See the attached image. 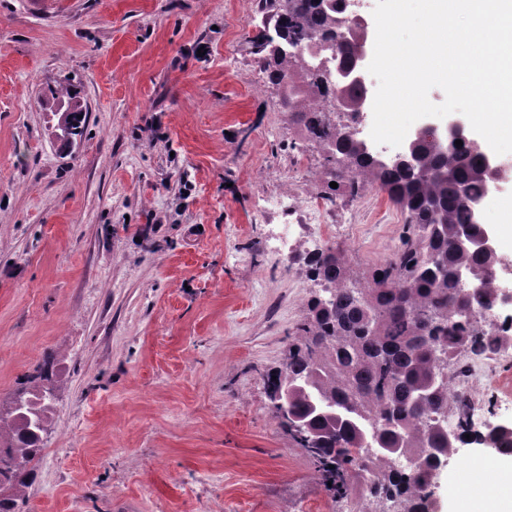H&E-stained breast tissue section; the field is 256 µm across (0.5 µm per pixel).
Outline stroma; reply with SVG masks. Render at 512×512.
Instances as JSON below:
<instances>
[{
	"label": "stroma",
	"mask_w": 512,
	"mask_h": 512,
	"mask_svg": "<svg viewBox=\"0 0 512 512\" xmlns=\"http://www.w3.org/2000/svg\"><path fill=\"white\" fill-rule=\"evenodd\" d=\"M258 0H0V411L51 360L59 387L23 512H354L274 416L307 257L367 285L406 231L386 193L329 194L321 149L247 37ZM87 112L72 146L52 91ZM351 221L282 263L261 200ZM512 357L475 394L512 425ZM462 445L435 496L466 512Z\"/></svg>",
	"instance_id": "obj_1"
}]
</instances>
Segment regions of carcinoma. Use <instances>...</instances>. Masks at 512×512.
Segmentation results:
<instances>
[{
  "label": "carcinoma",
  "mask_w": 512,
  "mask_h": 512,
  "mask_svg": "<svg viewBox=\"0 0 512 512\" xmlns=\"http://www.w3.org/2000/svg\"><path fill=\"white\" fill-rule=\"evenodd\" d=\"M264 22L250 37L270 78L283 87V107L296 114L307 136L326 146L332 181L356 195L366 183L387 193L405 215L409 235L394 258L377 269L365 288L348 285L342 257L320 250L308 258L313 274L331 300L313 297L291 345L287 365L267 376V389L288 380L297 385L288 415L310 421V429L291 432L319 464L323 484L341 499L357 498L358 512H377L384 501L399 500L406 512H428L429 473L461 444L508 447V424L480 427L466 417L468 399L451 390L464 372L463 356H481L502 337L492 314L500 296L494 288L503 265L497 253L456 248L460 229L479 235L482 198L490 190L485 146L463 140L425 142L422 170L376 165L359 152L344 127L310 102L329 93L326 66L309 63L313 54L288 46L319 48L336 43V60L349 63L359 29L348 31L341 14L316 0H259ZM273 29L277 41L266 36ZM67 116L61 140L80 132L85 107L73 90L60 93ZM482 273L478 287L461 285ZM47 361L21 376L14 397H56ZM40 428L0 416V480L11 493L0 512H20L41 451ZM470 438H465V435ZM372 444L370 454L362 448Z\"/></svg>",
  "instance_id": "carcinoma-1"
}]
</instances>
